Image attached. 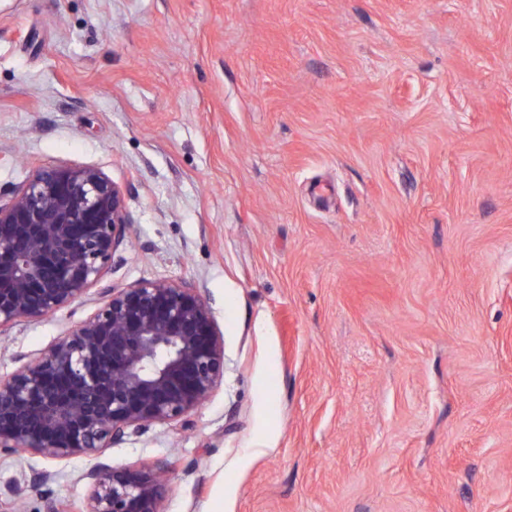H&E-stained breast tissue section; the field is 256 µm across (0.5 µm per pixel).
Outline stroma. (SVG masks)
Returning <instances> with one entry per match:
<instances>
[{
	"label": "stroma",
	"instance_id": "35a3bbf8",
	"mask_svg": "<svg viewBox=\"0 0 512 512\" xmlns=\"http://www.w3.org/2000/svg\"><path fill=\"white\" fill-rule=\"evenodd\" d=\"M51 165L124 190L115 283L191 282L224 334L186 428L106 452L166 465L164 512H512V0H0V193ZM88 466L0 457V501ZM270 393L265 390H261L259 394V405H260V419L259 425L254 430L252 437L246 444L250 448H270L272 443L276 440V432L269 428L267 423L268 418V402Z\"/></svg>",
	"mask_w": 512,
	"mask_h": 512
}]
</instances>
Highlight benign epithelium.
Segmentation results:
<instances>
[{"mask_svg": "<svg viewBox=\"0 0 512 512\" xmlns=\"http://www.w3.org/2000/svg\"><path fill=\"white\" fill-rule=\"evenodd\" d=\"M130 224L96 167L39 168L0 200V332L100 287L91 317L0 375V456L91 460L81 508L47 512H163V467H116L105 452L151 425H186L224 378V337L194 284L102 285Z\"/></svg>", "mask_w": 512, "mask_h": 512, "instance_id": "obj_1", "label": "benign epithelium"}]
</instances>
